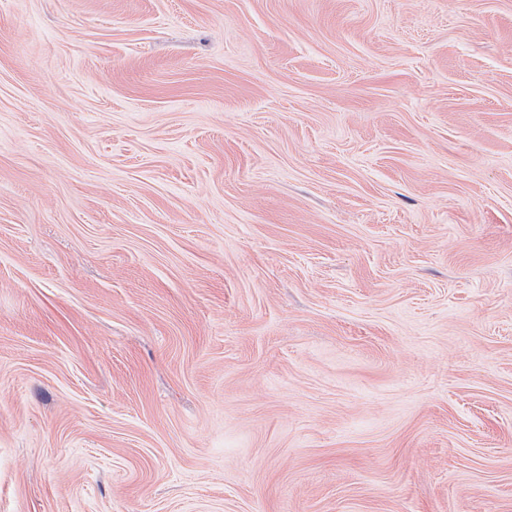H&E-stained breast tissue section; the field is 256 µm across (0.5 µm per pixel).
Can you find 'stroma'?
I'll list each match as a JSON object with an SVG mask.
<instances>
[{
    "mask_svg": "<svg viewBox=\"0 0 512 512\" xmlns=\"http://www.w3.org/2000/svg\"><path fill=\"white\" fill-rule=\"evenodd\" d=\"M0 512H512V0H0Z\"/></svg>",
    "mask_w": 512,
    "mask_h": 512,
    "instance_id": "stroma-1",
    "label": "stroma"
}]
</instances>
